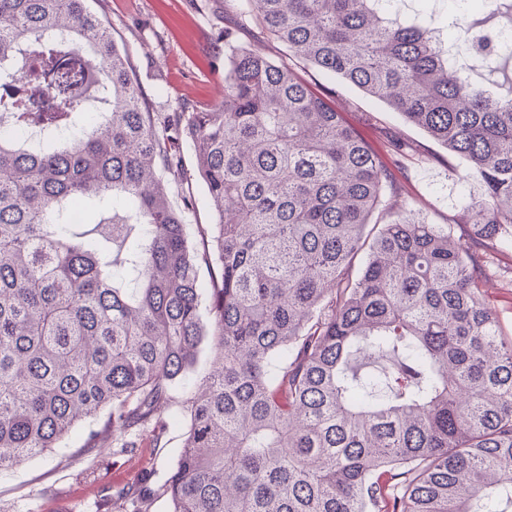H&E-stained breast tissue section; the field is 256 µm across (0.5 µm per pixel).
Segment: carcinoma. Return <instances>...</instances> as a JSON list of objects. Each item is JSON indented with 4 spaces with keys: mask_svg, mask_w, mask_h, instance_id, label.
I'll return each mask as SVG.
<instances>
[{
    "mask_svg": "<svg viewBox=\"0 0 512 512\" xmlns=\"http://www.w3.org/2000/svg\"><path fill=\"white\" fill-rule=\"evenodd\" d=\"M391 3L239 11L468 164L469 244L403 196L405 143L375 150L231 30L223 105L160 130L88 0H0V471L105 409L89 447L159 442L181 381L170 512L512 509V340L477 293L512 243V88L448 64L465 14ZM185 143L216 214L195 243L171 199Z\"/></svg>",
    "mask_w": 512,
    "mask_h": 512,
    "instance_id": "1",
    "label": "carcinoma"
}]
</instances>
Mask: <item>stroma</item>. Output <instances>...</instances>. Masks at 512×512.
Returning <instances> with one entry per match:
<instances>
[{
    "mask_svg": "<svg viewBox=\"0 0 512 512\" xmlns=\"http://www.w3.org/2000/svg\"><path fill=\"white\" fill-rule=\"evenodd\" d=\"M239 0H91L115 41L130 58L148 111L159 116L181 110L205 112L217 104L224 87L225 27L235 30L237 44L279 60L283 47L263 35L254 22L236 15ZM290 65L315 93L376 150L388 140L409 144L401 164L405 189L422 218L450 226L455 238L469 241L466 204L479 197V184L465 162H449L447 151L423 130L407 124L386 105L316 67L291 60ZM181 182L172 186L173 202L186 211L189 233L213 223L203 185L197 180L193 151L183 147ZM493 262L479 285L480 295L497 315L504 337H512V274ZM186 387L176 384L171 402L160 417L163 446L142 436L138 448L106 445L88 449V425H78L57 448L0 472V512H104L103 501L116 489L127 488L144 501L145 512H169L164 493L173 474L186 432L182 407Z\"/></svg>",
    "mask_w": 512,
    "mask_h": 512,
    "instance_id": "1",
    "label": "stroma"
}]
</instances>
